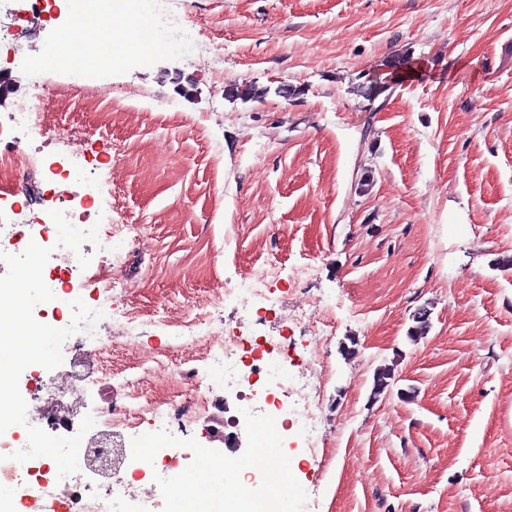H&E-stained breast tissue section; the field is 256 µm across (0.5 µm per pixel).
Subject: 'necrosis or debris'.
Listing matches in <instances>:
<instances>
[{"mask_svg": "<svg viewBox=\"0 0 512 512\" xmlns=\"http://www.w3.org/2000/svg\"><path fill=\"white\" fill-rule=\"evenodd\" d=\"M46 8V0H21L20 7L8 11L5 20L0 21V57L12 59L11 66L0 65V81L14 82L13 72L17 69L29 77L28 84L19 85L7 105V123H0V137L9 136L12 142L11 148L0 152V168L26 171L31 159L18 153L17 144L32 132L52 133L64 143L68 153L58 159L43 160L40 168L47 180L79 185V192L65 199L62 209L75 226L87 230L102 215L98 203L101 190L83 182L81 152L68 130L49 129L37 112L33 93L42 87V69L31 57L18 53L23 42L45 29ZM81 254L91 259L88 269L79 266L77 257ZM112 255L108 245L97 250L85 245L77 254L64 251L55 266V277L47 281L55 295L51 303L57 313L54 327H66L71 321L69 295L74 282L86 278L88 271L111 267ZM153 325L191 349L192 360L200 364L194 374V389L186 394L177 392V373L170 364L154 351L139 350L138 373L130 382L128 401H107L97 409L96 422L107 434V441L94 443L86 437L80 445L79 460L83 463L99 454L112 455V476L99 492L89 491L78 473L59 479L56 464L7 460V453L23 448L27 442L26 434L12 430L9 440L0 439V484L19 489L12 512H152L160 499L181 493L189 464L202 458L223 466V456L202 451L189 442L177 451L168 449L172 426H190L225 407L224 397L215 394L207 382L209 373L214 371L222 372L225 382L232 383L241 369H248L260 385L259 410L267 421L280 424L285 430L296 429L303 434L308 448H317L320 394L310 386L306 375L289 376L282 357L284 336H267L253 344L240 333L224 335L209 320L184 321L168 314L155 316ZM63 347L71 354L68 367L48 380L37 381L27 400L28 422L57 436L72 432L74 414L84 405V383L94 370L107 369L112 378L125 374L124 369L109 364L111 337L82 331L67 338ZM145 424L157 437L148 456L129 444Z\"/></svg>", "mask_w": 512, "mask_h": 512, "instance_id": "necrosis-or-debris-1", "label": "necrosis or debris"}]
</instances>
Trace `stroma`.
Instances as JSON below:
<instances>
[{"mask_svg":"<svg viewBox=\"0 0 512 512\" xmlns=\"http://www.w3.org/2000/svg\"><path fill=\"white\" fill-rule=\"evenodd\" d=\"M224 77L163 42L40 107L140 228L118 309L165 307L319 351L325 452L285 432L291 512H512V0H174ZM415 67L394 78L388 63ZM295 88L285 98L278 87ZM39 168L0 170V207L41 214ZM275 266L258 311L213 289ZM320 305L325 342L294 308ZM427 311L424 335L411 337ZM190 386L195 364L164 331ZM392 392L374 395L378 369Z\"/></svg>","mask_w":512,"mask_h":512,"instance_id":"stroma-1","label":"stroma"}]
</instances>
